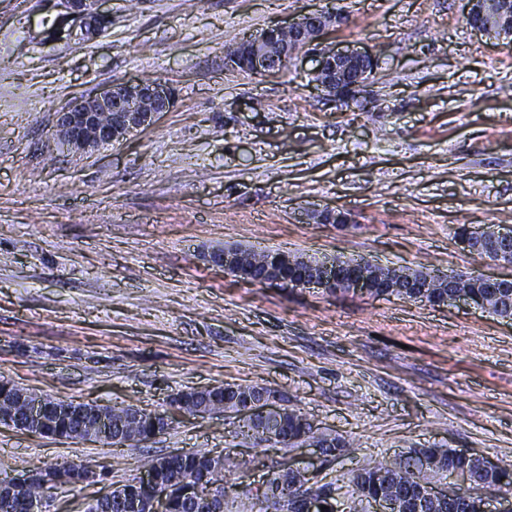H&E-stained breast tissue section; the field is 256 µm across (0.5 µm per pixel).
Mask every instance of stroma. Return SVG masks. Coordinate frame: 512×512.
<instances>
[{
	"label": "stroma",
	"mask_w": 512,
	"mask_h": 512,
	"mask_svg": "<svg viewBox=\"0 0 512 512\" xmlns=\"http://www.w3.org/2000/svg\"><path fill=\"white\" fill-rule=\"evenodd\" d=\"M112 26L44 34L45 0H0V378L56 400L170 411L180 391L269 388L354 453L318 460L348 512L350 473L413 448L505 463L512 450V319L462 304L244 281L224 246L511 278L464 251L461 225H512V43L465 21V0H101ZM344 16L329 47L377 55L378 107L310 83L308 56L272 76L232 71L227 47L307 11ZM160 79L171 111L127 141L60 149L55 112L112 84ZM345 225L305 220L312 209ZM235 415L177 417L138 444L30 435L0 424V477L63 460L96 481L48 490L89 503L191 451L229 454L224 512L306 448L256 445Z\"/></svg>",
	"instance_id": "35a3bbf8"
}]
</instances>
